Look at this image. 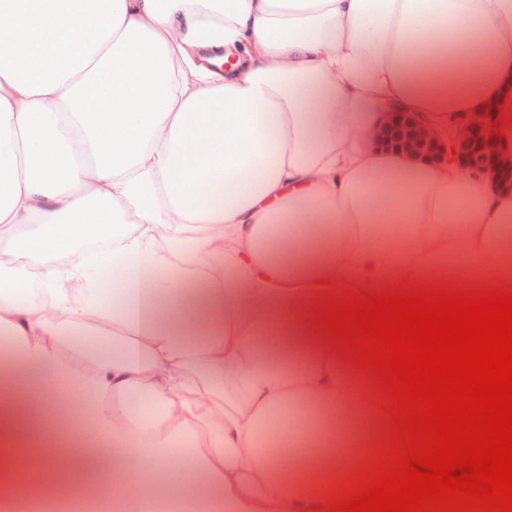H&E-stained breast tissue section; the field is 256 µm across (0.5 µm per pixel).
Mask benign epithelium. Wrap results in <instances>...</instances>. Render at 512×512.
Wrapping results in <instances>:
<instances>
[{
	"label": "benign epithelium",
	"mask_w": 512,
	"mask_h": 512,
	"mask_svg": "<svg viewBox=\"0 0 512 512\" xmlns=\"http://www.w3.org/2000/svg\"><path fill=\"white\" fill-rule=\"evenodd\" d=\"M381 144L401 148L437 160L443 144L409 114H392L379 130ZM448 153L455 163L472 173L490 172L512 189V160L500 156L491 130L484 124L464 126L448 144Z\"/></svg>",
	"instance_id": "1"
}]
</instances>
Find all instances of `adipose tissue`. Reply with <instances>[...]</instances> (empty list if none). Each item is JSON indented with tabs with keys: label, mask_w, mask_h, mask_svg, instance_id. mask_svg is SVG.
Instances as JSON below:
<instances>
[{
	"label": "adipose tissue",
	"mask_w": 512,
	"mask_h": 512,
	"mask_svg": "<svg viewBox=\"0 0 512 512\" xmlns=\"http://www.w3.org/2000/svg\"><path fill=\"white\" fill-rule=\"evenodd\" d=\"M392 112L511 154L512 0H0L16 497L63 493L99 437L120 512L155 481L181 512H327L380 468L397 427L315 310L512 287V190L381 146Z\"/></svg>",
	"instance_id": "1"
}]
</instances>
